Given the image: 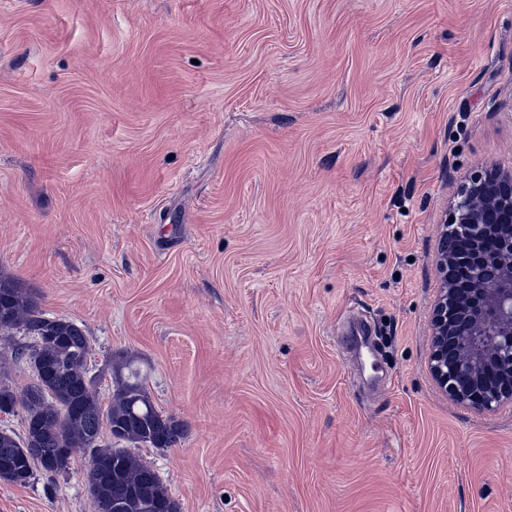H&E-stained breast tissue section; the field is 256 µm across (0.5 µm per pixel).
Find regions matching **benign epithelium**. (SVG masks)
Returning <instances> with one entry per match:
<instances>
[{"mask_svg":"<svg viewBox=\"0 0 512 512\" xmlns=\"http://www.w3.org/2000/svg\"><path fill=\"white\" fill-rule=\"evenodd\" d=\"M462 232L469 248L457 253L448 235ZM495 241V250L485 248ZM459 266L472 279L454 277ZM439 286L430 318L429 371L453 401L488 413L512 404V170L487 166L459 188L443 221L435 258ZM70 450L41 455V470L57 473Z\"/></svg>","mask_w":512,"mask_h":512,"instance_id":"7a95c632","label":"benign epithelium"}]
</instances>
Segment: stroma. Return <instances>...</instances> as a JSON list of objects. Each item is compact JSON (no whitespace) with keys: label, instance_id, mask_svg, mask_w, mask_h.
Returning <instances> with one entry per match:
<instances>
[{"label":"stroma","instance_id":"obj_1","mask_svg":"<svg viewBox=\"0 0 512 512\" xmlns=\"http://www.w3.org/2000/svg\"><path fill=\"white\" fill-rule=\"evenodd\" d=\"M491 165L512 0H0V273L86 330L102 404L136 358L181 512H512V407L428 370L440 222ZM87 466L0 512H97Z\"/></svg>","mask_w":512,"mask_h":512}]
</instances>
